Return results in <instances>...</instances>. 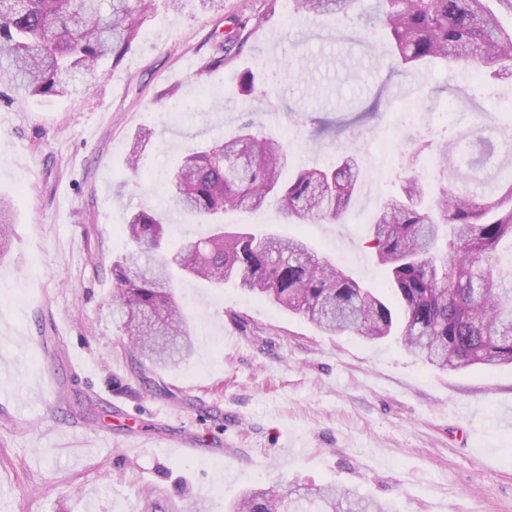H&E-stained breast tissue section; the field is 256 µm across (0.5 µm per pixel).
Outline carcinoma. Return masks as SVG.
Listing matches in <instances>:
<instances>
[{
  "mask_svg": "<svg viewBox=\"0 0 512 512\" xmlns=\"http://www.w3.org/2000/svg\"><path fill=\"white\" fill-rule=\"evenodd\" d=\"M301 16L353 15L369 30L385 32L391 68L405 73L430 60L448 70L475 68L497 78L512 62V33L503 29L488 0H376L368 12L359 0H294ZM154 0H21L0 5V79L41 98L78 92L77 73L103 74L119 64L139 34ZM229 36L202 62L226 63ZM475 137L491 154L496 144L470 130L451 128L433 146L438 169L456 174L453 146ZM284 142L258 135L251 124L185 150L169 179L162 210L132 212L122 232L128 251L110 261L100 242L86 236V263L112 275V310L129 341L131 371L160 391L145 362L162 365L191 349L187 319L172 278L185 273L222 288L238 287L297 313L327 333L348 332L380 340L402 329L404 348L441 370L512 364V178L495 192L471 196L447 183L434 197L422 178H403L371 227V247L389 275V303L372 288L320 256L306 242L256 231H224L227 210L275 207L283 224L336 223L347 212L360 178L348 155L325 168H298L281 178ZM209 226L206 236L173 248L169 214ZM13 207L0 196V256L10 246ZM143 512H175L159 495ZM228 512H393L348 488L288 485L247 488Z\"/></svg>",
  "mask_w": 512,
  "mask_h": 512,
  "instance_id": "carcinoma-1",
  "label": "carcinoma"
}]
</instances>
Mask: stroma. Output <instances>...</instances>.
I'll return each mask as SVG.
<instances>
[{
    "mask_svg": "<svg viewBox=\"0 0 512 512\" xmlns=\"http://www.w3.org/2000/svg\"><path fill=\"white\" fill-rule=\"evenodd\" d=\"M228 32L241 42L235 58L200 71ZM388 53L383 33L295 16L291 0H224L220 11L155 0L119 65L77 77L80 94L25 99L0 82V193L16 221L0 257V512H134L157 488L181 494V506L224 512L247 486L279 480L355 488L393 512H512V365L440 372L395 340L330 336L234 285L219 292L181 279L193 349L160 370L162 389H148L131 374L112 279L86 263L85 225H97L108 257L125 253L127 213L163 207L181 154L251 121L282 137L287 177L357 148L361 186L336 224H283L268 207L225 212V230L305 240L385 291L371 224L403 177L439 188L433 158L413 154L419 134L444 132L431 110L461 87V111L490 128L512 102V79L476 85L438 61L390 77ZM258 66L261 104L236 80ZM384 83L380 111L354 123ZM322 121L337 130L317 133ZM144 127L154 134L135 175L125 163ZM234 313L249 330L233 325ZM43 317L60 360L37 345ZM64 390L120 414L72 424L58 413ZM178 425L223 441V457L158 454Z\"/></svg>",
    "mask_w": 512,
    "mask_h": 512,
    "instance_id": "35a3bbf8",
    "label": "stroma"
}]
</instances>
